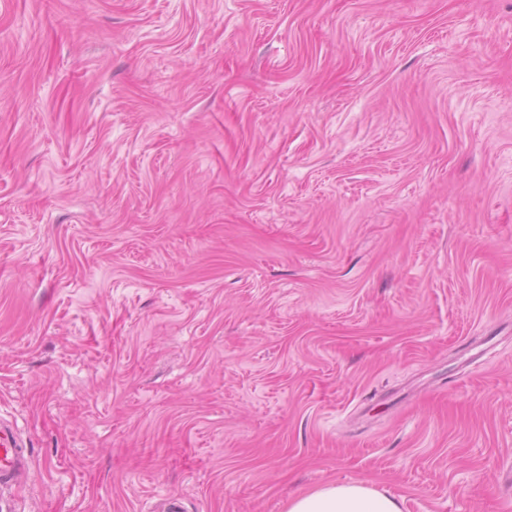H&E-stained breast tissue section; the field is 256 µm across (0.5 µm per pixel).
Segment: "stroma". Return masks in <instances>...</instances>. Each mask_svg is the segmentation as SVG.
I'll return each mask as SVG.
<instances>
[{"instance_id":"35a3bbf8","label":"stroma","mask_w":512,"mask_h":512,"mask_svg":"<svg viewBox=\"0 0 512 512\" xmlns=\"http://www.w3.org/2000/svg\"><path fill=\"white\" fill-rule=\"evenodd\" d=\"M0 512H512V0H0ZM27 465L12 431L0 425V497L25 479ZM286 512H402L400 500L364 482L333 483L290 500Z\"/></svg>"}]
</instances>
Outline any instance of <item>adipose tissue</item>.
I'll use <instances>...</instances> for the list:
<instances>
[{
  "label": "adipose tissue",
  "instance_id": "1",
  "mask_svg": "<svg viewBox=\"0 0 512 512\" xmlns=\"http://www.w3.org/2000/svg\"><path fill=\"white\" fill-rule=\"evenodd\" d=\"M286 512H402L399 499L366 483H333L289 500Z\"/></svg>",
  "mask_w": 512,
  "mask_h": 512
}]
</instances>
